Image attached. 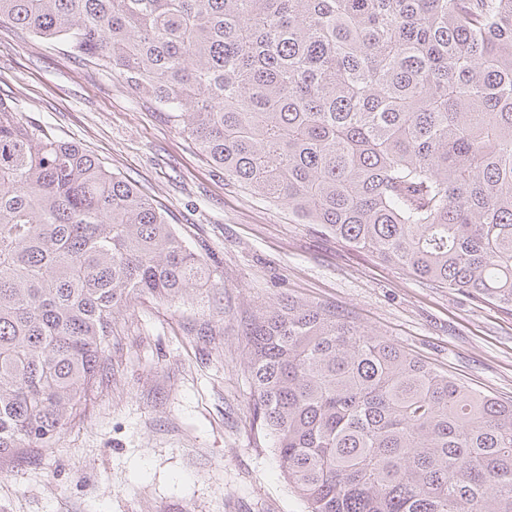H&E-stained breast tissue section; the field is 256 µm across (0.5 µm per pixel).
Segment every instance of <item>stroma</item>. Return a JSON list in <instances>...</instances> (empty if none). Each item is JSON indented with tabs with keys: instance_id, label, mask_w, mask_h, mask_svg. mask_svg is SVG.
<instances>
[{
	"instance_id": "obj_1",
	"label": "stroma",
	"mask_w": 512,
	"mask_h": 512,
	"mask_svg": "<svg viewBox=\"0 0 512 512\" xmlns=\"http://www.w3.org/2000/svg\"><path fill=\"white\" fill-rule=\"evenodd\" d=\"M0 98L142 188L220 280L116 316L107 374L53 448L0 456V512H307L257 429L254 316L336 307L470 387L512 400V315L412 276L225 181L123 81L0 22Z\"/></svg>"
}]
</instances>
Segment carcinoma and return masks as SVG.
Wrapping results in <instances>:
<instances>
[{
    "instance_id": "carcinoma-1",
    "label": "carcinoma",
    "mask_w": 512,
    "mask_h": 512,
    "mask_svg": "<svg viewBox=\"0 0 512 512\" xmlns=\"http://www.w3.org/2000/svg\"><path fill=\"white\" fill-rule=\"evenodd\" d=\"M170 113L224 179L512 312V0H0ZM219 288L134 183L0 99V455L48 447L140 295ZM254 420L307 512H512V402L336 309L250 323Z\"/></svg>"
}]
</instances>
